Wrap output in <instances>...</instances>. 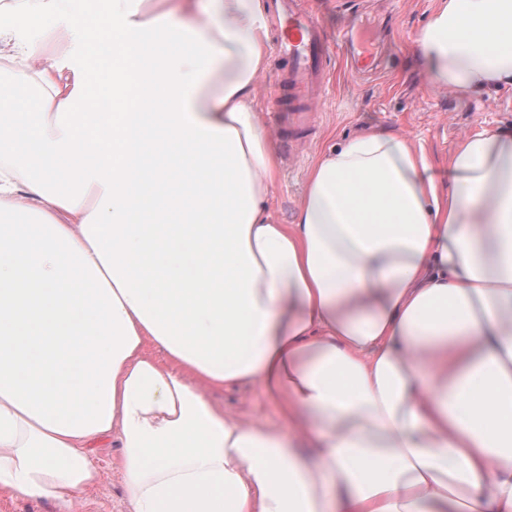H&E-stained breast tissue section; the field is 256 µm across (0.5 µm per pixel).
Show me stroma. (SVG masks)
Instances as JSON below:
<instances>
[{"instance_id": "obj_1", "label": "stroma", "mask_w": 512, "mask_h": 512, "mask_svg": "<svg viewBox=\"0 0 512 512\" xmlns=\"http://www.w3.org/2000/svg\"><path fill=\"white\" fill-rule=\"evenodd\" d=\"M329 39L352 33L362 47L379 59L382 72L351 74L340 53L330 54L325 82L310 97L315 121L281 154V126L273 112L286 104L270 100L271 87L283 63L272 60L255 85L254 110L273 150L278 169L271 210L277 223H295L312 162L335 142H343L366 126L408 136L422 147L436 170L448 167V157L465 137L485 128L512 127V89L465 96L433 85L410 57V38L425 23L435 0H309ZM210 398L227 414L281 427L277 405L256 386L241 384L211 392ZM118 443L108 439L89 449L99 481L87 489L73 512H126V488L118 461Z\"/></svg>"}]
</instances>
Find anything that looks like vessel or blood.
I'll return each mask as SVG.
<instances>
[{
    "label": "vessel or blood",
    "mask_w": 512,
    "mask_h": 512,
    "mask_svg": "<svg viewBox=\"0 0 512 512\" xmlns=\"http://www.w3.org/2000/svg\"><path fill=\"white\" fill-rule=\"evenodd\" d=\"M267 21L276 36V53L287 64L276 90L287 93L292 101L293 110L287 122L298 130L304 128L309 119L300 94L323 82L324 62L330 52L329 40L304 0H269Z\"/></svg>",
    "instance_id": "b4317fda"
}]
</instances>
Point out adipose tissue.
Instances as JSON below:
<instances>
[{
    "mask_svg": "<svg viewBox=\"0 0 512 512\" xmlns=\"http://www.w3.org/2000/svg\"><path fill=\"white\" fill-rule=\"evenodd\" d=\"M60 4L0 28V492L70 512L112 437L128 512H512V130L459 143L445 194L407 138H349L279 224L265 0H102L91 31ZM108 33L100 143L81 44ZM411 54L512 88V0H437ZM241 382L283 430L207 395Z\"/></svg>",
    "mask_w": 512,
    "mask_h": 512,
    "instance_id": "ef3b65f1",
    "label": "adipose tissue"
}]
</instances>
